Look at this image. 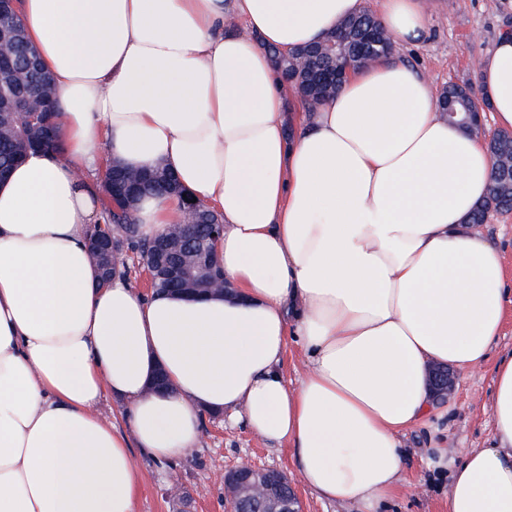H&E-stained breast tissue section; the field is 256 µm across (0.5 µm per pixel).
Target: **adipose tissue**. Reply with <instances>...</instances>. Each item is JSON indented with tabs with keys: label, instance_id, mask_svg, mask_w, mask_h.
I'll return each instance as SVG.
<instances>
[{
	"label": "adipose tissue",
	"instance_id": "ef3b65f1",
	"mask_svg": "<svg viewBox=\"0 0 512 512\" xmlns=\"http://www.w3.org/2000/svg\"><path fill=\"white\" fill-rule=\"evenodd\" d=\"M363 0H22L52 76L59 146L0 181V512H135L132 456L173 462L207 413L292 448L319 498L364 512L406 469L401 432L431 413V367L464 373L501 334L512 279L468 225L491 159L398 61L358 69L288 125L270 48L321 40ZM421 42V0H380ZM478 94L512 130V38L479 61ZM162 166L224 219L233 292L100 283L86 232L92 174ZM178 198L137 204L142 237L181 223ZM307 370L290 385L289 345ZM164 370L172 388L148 387ZM124 404L126 430L98 410ZM492 445L451 472L448 512H512V355L495 366Z\"/></svg>",
	"mask_w": 512,
	"mask_h": 512
}]
</instances>
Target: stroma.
I'll list each match as a JSON object with an SVG mask.
<instances>
[{
    "label": "stroma",
    "mask_w": 512,
    "mask_h": 512,
    "mask_svg": "<svg viewBox=\"0 0 512 512\" xmlns=\"http://www.w3.org/2000/svg\"><path fill=\"white\" fill-rule=\"evenodd\" d=\"M423 5L432 19L428 36L416 46L396 43L394 57L416 68L436 90L451 84L477 88L480 58L512 26V0H423ZM511 353L512 308L487 361L458 377L451 394L434 399L431 416L402 435L407 469L383 512H448L450 470L439 464L436 451L447 450L456 459L469 449L488 447L493 369ZM245 458L286 472L305 512H359L353 505L318 499L303 483L289 448L268 443L220 415L204 417L198 448L179 463L163 465L135 452L141 473L137 512H224L219 477ZM174 485L181 488L182 498L167 497Z\"/></svg>",
    "instance_id": "1"
}]
</instances>
